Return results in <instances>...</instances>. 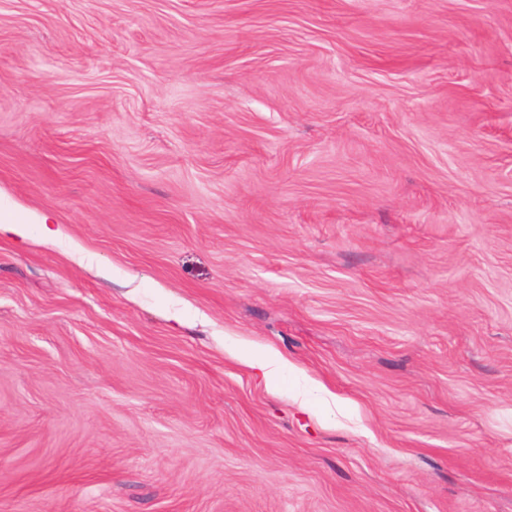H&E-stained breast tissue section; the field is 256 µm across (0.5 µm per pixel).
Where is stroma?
<instances>
[{
  "instance_id": "stroma-1",
  "label": "stroma",
  "mask_w": 512,
  "mask_h": 512,
  "mask_svg": "<svg viewBox=\"0 0 512 512\" xmlns=\"http://www.w3.org/2000/svg\"><path fill=\"white\" fill-rule=\"evenodd\" d=\"M0 190V512H512V0H0ZM31 224H38L42 237L52 240L58 234V230L50 227L52 218L47 213H34L24 211L0 190V233L9 232L14 236L25 238L28 236ZM243 357L251 367H257L268 381H271L287 367L286 360L272 350L265 352L260 357H254L249 353H244Z\"/></svg>"
}]
</instances>
